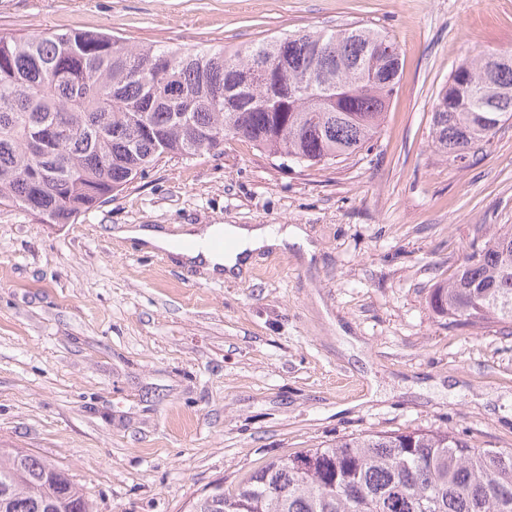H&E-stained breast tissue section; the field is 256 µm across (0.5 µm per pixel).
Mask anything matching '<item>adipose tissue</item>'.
Segmentation results:
<instances>
[{"instance_id":"obj_1","label":"adipose tissue","mask_w":512,"mask_h":512,"mask_svg":"<svg viewBox=\"0 0 512 512\" xmlns=\"http://www.w3.org/2000/svg\"><path fill=\"white\" fill-rule=\"evenodd\" d=\"M118 237L137 241L150 249L178 253L182 262L200 267L214 278L232 280L244 277L250 270L257 254L284 249L296 244L303 246L305 254H313L312 246L306 245L301 229L293 226L266 225L252 229L231 224H211L186 235L190 248L178 245L177 236L160 228L136 227L118 230ZM227 240L228 249L215 248L218 240Z\"/></svg>"}]
</instances>
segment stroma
Returning a JSON list of instances; mask_svg holds the SVG:
<instances>
[{
  "label": "stroma",
  "mask_w": 512,
  "mask_h": 512,
  "mask_svg": "<svg viewBox=\"0 0 512 512\" xmlns=\"http://www.w3.org/2000/svg\"><path fill=\"white\" fill-rule=\"evenodd\" d=\"M363 25L401 49L369 150L315 167L252 143L165 158L68 224L0 205V448L67 470L94 512H187L269 460L413 428L512 448V334L426 303L512 224V120L472 164L435 152L452 70L512 51V0H0V36L100 31L196 49ZM288 224L301 247L217 280L118 238Z\"/></svg>",
  "instance_id": "1"
}]
</instances>
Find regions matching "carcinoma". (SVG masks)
I'll use <instances>...</instances> for the list:
<instances>
[{"label":"carcinoma","instance_id":"1","mask_svg":"<svg viewBox=\"0 0 512 512\" xmlns=\"http://www.w3.org/2000/svg\"><path fill=\"white\" fill-rule=\"evenodd\" d=\"M489 57L452 70L432 112L433 147L461 165L512 119V64L491 75ZM400 67L396 43L360 26L192 50L87 31L0 36V203L68 224L159 159L221 154L228 137L306 167L346 159L379 133ZM428 306L451 326L511 330L512 224ZM0 512L93 508L66 470L0 448ZM189 512H512V448L420 429L358 435L273 459Z\"/></svg>","mask_w":512,"mask_h":512}]
</instances>
